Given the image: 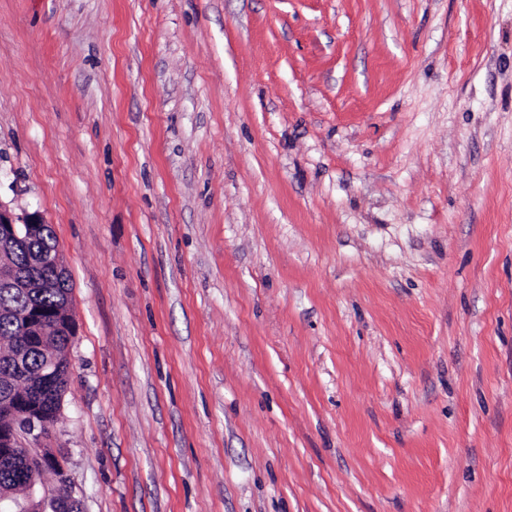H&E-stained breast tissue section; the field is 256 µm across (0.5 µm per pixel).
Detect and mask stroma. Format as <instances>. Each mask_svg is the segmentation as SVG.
Masks as SVG:
<instances>
[{
	"label": "stroma",
	"instance_id": "35a3bbf8",
	"mask_svg": "<svg viewBox=\"0 0 512 512\" xmlns=\"http://www.w3.org/2000/svg\"><path fill=\"white\" fill-rule=\"evenodd\" d=\"M0 207L81 512H512V0H0ZM42 224L45 222L37 212L26 214L22 222L17 223L16 217L0 207V254L24 237L38 233ZM56 237L54 230L50 224L44 226L43 232L34 239H28L20 243L7 259H1V265L10 264L17 270L24 272L28 284L20 273L14 271L8 280V283L14 288H6L0 286V342H5L8 348L6 353L0 351V426L12 422L15 407L11 401V393L18 390L22 386L19 377L16 376L12 367L10 348L14 346L21 336L28 335L23 323L22 314L32 305L41 307L44 310L53 312L68 300L71 301V288L68 274L61 276L60 287L58 286V277L65 269L60 259L58 251H56L51 265L48 269L43 268V264L37 258L33 265L42 273L39 287L40 272L30 268L31 259H35L44 253H49L56 246ZM48 323H52L54 329H61L63 325H71L75 323L71 303H67L63 308L53 313H47L40 309L30 310L26 313L27 329L33 330L37 336H42ZM72 336L61 329L56 332V336H48V345L54 348L60 356L58 372L60 385L65 390L69 381V361L64 355L67 344L75 337L70 330ZM61 335V336H58ZM72 338V340H71ZM70 344L67 347V354Z\"/></svg>",
	"mask_w": 512,
	"mask_h": 512
}]
</instances>
